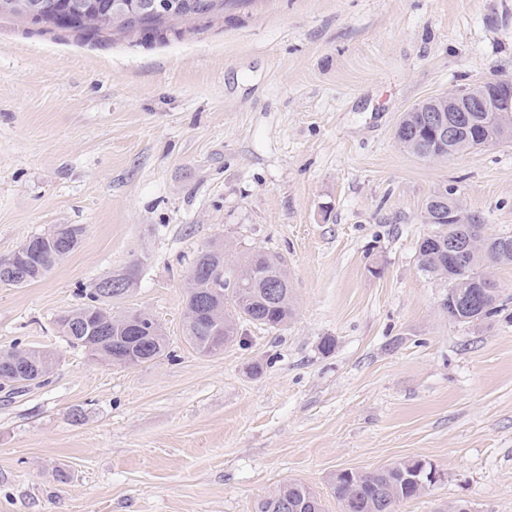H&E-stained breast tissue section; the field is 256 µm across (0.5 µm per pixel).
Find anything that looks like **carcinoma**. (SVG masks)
<instances>
[{
  "label": "carcinoma",
  "mask_w": 512,
  "mask_h": 512,
  "mask_svg": "<svg viewBox=\"0 0 512 512\" xmlns=\"http://www.w3.org/2000/svg\"><path fill=\"white\" fill-rule=\"evenodd\" d=\"M125 0H0V13L7 12L28 16L36 21L41 15L64 8L71 14L66 28L84 35L94 36L100 32L129 33L133 31H153L162 33L171 27L173 21H190L200 18H213L224 13L226 6L238 4L240 0H154L155 12L141 19L130 15L123 7ZM476 125H458L450 141H439L424 132L427 113L404 112L396 127L397 141L406 151L423 159L445 158L479 147V125L499 135V140H512V127L502 123L500 112H474ZM448 205L438 203V196L430 197L423 206V221L432 226V231L422 238L418 246V263L423 272L439 280L444 287L452 290L454 305H448V298L442 299L441 310L448 319L456 323H471L490 320L503 311L501 290L497 282L488 279L483 271L488 266L512 265V234L506 236H485L483 224L465 209L456 208L457 199L453 190H448ZM480 240V246L472 249L468 265L458 270L448 264V240ZM68 253L46 252L40 268H33L17 275L10 284L22 286L33 282L55 265L62 262ZM229 261L224 258V248L212 246L201 252L194 265L215 269L224 267ZM270 266L279 273L276 281L278 296L274 300L266 296V288H226L224 289V314L234 322L235 332L224 339L229 344L237 340L243 323L277 328L293 318L295 303L292 286L288 280V270L281 257L268 255ZM83 302L71 309V313L92 325H100L106 335L112 338V350L129 354L131 364L141 365L156 362L170 355L169 343L160 323L150 317L142 323L140 332L150 340L134 342L118 322H113L112 309L100 301L96 285L79 288ZM200 296L195 292L186 295V309H197V315L184 320L185 341L198 354L213 357L218 352L211 347L212 336L216 335V317L206 309L199 308ZM59 332L73 347H79L96 360L103 358L97 350L99 342L94 336L69 331L61 319H56ZM46 361L57 360L55 352L33 347L15 346L0 350V389L10 391L21 389L25 382L35 377L16 375L15 360L27 355ZM431 466L423 459L400 461L372 471H340L331 481V492L338 504L349 512H379L385 504L390 509L402 501L411 500L424 493V487L416 480V471ZM288 502V512H324L320 496L308 485L290 481L268 494L257 505V512H283L282 503Z\"/></svg>",
  "instance_id": "cac0c4a2"
}]
</instances>
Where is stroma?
<instances>
[{"instance_id":"1","label":"stroma","mask_w":512,"mask_h":512,"mask_svg":"<svg viewBox=\"0 0 512 512\" xmlns=\"http://www.w3.org/2000/svg\"><path fill=\"white\" fill-rule=\"evenodd\" d=\"M496 78L512 0H244L94 39L0 14V259L84 229L42 278L0 283V350L59 356L47 383L0 390V512H256L292 480L340 512L336 471L414 457L439 479L396 512H512V265L493 269L500 315L459 324L417 259L447 187L512 232V142L426 160L394 135ZM215 244L284 257L296 311L206 357L185 285ZM133 263L113 309L151 314L171 355L94 361L55 320Z\"/></svg>"}]
</instances>
